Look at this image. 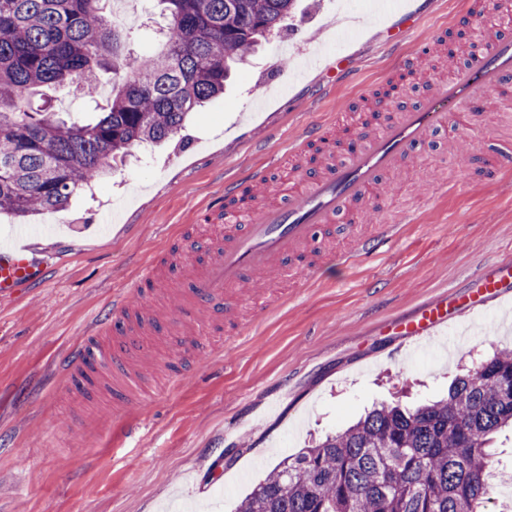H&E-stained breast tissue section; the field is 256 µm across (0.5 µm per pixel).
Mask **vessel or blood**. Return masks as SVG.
I'll use <instances>...</instances> for the list:
<instances>
[{
    "label": "vessel or blood",
    "instance_id": "vessel-or-blood-1",
    "mask_svg": "<svg viewBox=\"0 0 512 512\" xmlns=\"http://www.w3.org/2000/svg\"><path fill=\"white\" fill-rule=\"evenodd\" d=\"M512 86V32L494 38L415 105L399 108L375 133L347 151L340 161L304 172L288 187L287 201L252 205L246 223H229L236 214L240 184H224V202L202 209L201 221L218 225L219 231L204 249L200 266L189 276L170 278L168 291L180 313L178 323L161 316L147 321L127 297L113 298L110 313L96 319L83 341L67 354L62 372L67 382L79 383V392L90 408L102 397L119 406L128 400L144 401L150 395L143 382L139 361L155 347H184L196 334L185 324L207 315L210 333L233 339L243 328L232 315L247 295L253 277L272 270L284 260L301 261L305 280L316 278L320 263L309 251L319 229L330 227L339 216L356 206L378 185L385 173L397 169L409 153L427 140L432 131L447 129L452 117L467 119L470 102L481 94ZM485 152L492 159L486 166L488 180H497L512 167V145L488 139ZM393 224L377 225L361 239V255L380 254L396 239ZM45 264L27 247L0 250V297L10 296L39 282ZM512 294V261L501 262L473 287L448 293L424 305L402 324L401 334L412 350L432 343L439 328L466 313L485 308L494 300Z\"/></svg>",
    "mask_w": 512,
    "mask_h": 512
}]
</instances>
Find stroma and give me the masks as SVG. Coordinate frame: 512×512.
I'll use <instances>...</instances> for the list:
<instances>
[{"label":"stroma","instance_id":"35a3bbf8","mask_svg":"<svg viewBox=\"0 0 512 512\" xmlns=\"http://www.w3.org/2000/svg\"><path fill=\"white\" fill-rule=\"evenodd\" d=\"M310 2L300 0L309 13L295 16L293 33L261 43L234 66L223 97L192 114L181 144L147 156L132 149L64 212L30 224L0 215V246L29 245L49 267L37 287L0 301V512H235L284 457L373 405L444 393L462 369L512 348V297L442 328L444 337L462 325L470 334L447 362L435 352L410 356L395 334L421 305L512 260V172L485 180L478 151L487 138L512 143V92H494L479 101L475 129L434 132L381 178L346 233L318 234L326 250L346 251L374 225L411 214L381 256L327 264L296 294L290 287L300 267L282 263L252 283L256 297L280 293L275 308L260 316L239 308L246 335L219 354L203 337L184 360L149 356L143 379L154 398L122 410L101 405L97 427L83 428L57 366L113 294L136 288L160 255L194 254L215 235L196 215L218 204L226 181L266 167L268 182L256 192L278 200L291 177L288 148L309 122L369 131L398 57H409L408 75L438 83L449 74V55L468 51L450 48L449 37L494 15L488 2L463 26L458 17L469 0H398L391 9L385 0H358L359 15L379 18L336 49L332 0ZM123 8L144 20L131 29V56L159 50L166 18L156 0H125ZM410 11L414 24L387 45L385 30ZM282 41L294 56L274 54ZM317 48L316 64L296 73L298 58ZM340 58L349 78L336 83L329 71ZM283 381L293 392L277 404ZM235 448L234 464L212 478L218 458Z\"/></svg>","mask_w":512,"mask_h":512}]
</instances>
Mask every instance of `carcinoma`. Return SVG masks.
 I'll return each mask as SVG.
<instances>
[{"label": "carcinoma", "mask_w": 512, "mask_h": 512, "mask_svg": "<svg viewBox=\"0 0 512 512\" xmlns=\"http://www.w3.org/2000/svg\"><path fill=\"white\" fill-rule=\"evenodd\" d=\"M170 21L91 123L49 115L33 90L87 103L117 71L128 36L101 0H0V213L21 222L67 210L133 147L173 141L188 115L224 94L231 66L291 29L295 0H159ZM512 428V353L484 357L448 397L381 404L313 448L282 459L237 512H484L494 494L490 435Z\"/></svg>", "instance_id": "1"}]
</instances>
